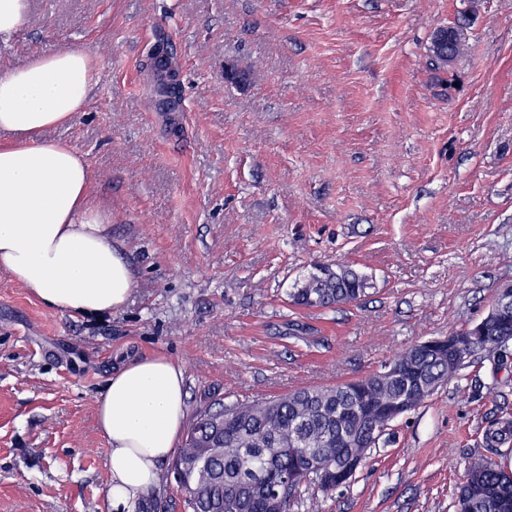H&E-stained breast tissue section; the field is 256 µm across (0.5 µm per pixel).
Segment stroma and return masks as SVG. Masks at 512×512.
<instances>
[{
	"instance_id": "35a3bbf8",
	"label": "stroma",
	"mask_w": 512,
	"mask_h": 512,
	"mask_svg": "<svg viewBox=\"0 0 512 512\" xmlns=\"http://www.w3.org/2000/svg\"><path fill=\"white\" fill-rule=\"evenodd\" d=\"M470 9L461 55L431 70L434 30ZM62 48L89 51L97 82L51 136L86 156L135 285L72 315L0 270V512H113L95 409L127 358L180 366L191 415L366 376L512 283V0H29L0 76ZM339 264L359 302L290 306ZM506 411L512 367L482 359L292 512H455L472 461L512 468V443L482 438Z\"/></svg>"
}]
</instances>
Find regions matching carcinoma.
<instances>
[{
  "mask_svg": "<svg viewBox=\"0 0 512 512\" xmlns=\"http://www.w3.org/2000/svg\"><path fill=\"white\" fill-rule=\"evenodd\" d=\"M474 15L462 14L443 29L442 44L432 39L431 64L445 69L458 58ZM365 293L364 280L349 268L323 267L305 286L289 294L290 304L301 308H326L357 301ZM453 353L439 355L427 347L414 345L389 362L407 374L379 380L374 372L361 379L332 386H313L254 402L218 403L200 412L186 434L175 457L184 478L176 481L181 496V512H224V503L233 499L240 512H264L266 489L282 480L278 470L281 457L294 460L288 469L284 490L286 507H291L305 483H313L327 493L336 488L325 483L304 466V457H318L340 466L357 444L348 442L356 434L364 441L369 426L362 423L367 396L375 404L388 406L401 398L414 397L404 410L408 413L427 399L435 388L431 382H448L462 369L485 357L497 366L512 358V307L500 312L485 325L482 337L471 351V359ZM487 448L512 442V416L499 418L483 433ZM455 504L462 512H512V470L481 458L470 463L465 479L457 485Z\"/></svg>",
  "mask_w": 512,
  "mask_h": 512,
  "instance_id": "obj_1",
  "label": "carcinoma"
}]
</instances>
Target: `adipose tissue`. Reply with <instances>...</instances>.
I'll use <instances>...</instances> for the list:
<instances>
[{"instance_id": "1", "label": "adipose tissue", "mask_w": 512, "mask_h": 512, "mask_svg": "<svg viewBox=\"0 0 512 512\" xmlns=\"http://www.w3.org/2000/svg\"><path fill=\"white\" fill-rule=\"evenodd\" d=\"M87 50L30 58L0 76V269L50 308L80 314L121 308L134 287L112 244L110 212L92 207V170L69 145L45 139L83 111L93 88ZM110 445L108 495L120 512L157 485L186 417L181 367L165 357L131 358L96 404Z\"/></svg>"}]
</instances>
